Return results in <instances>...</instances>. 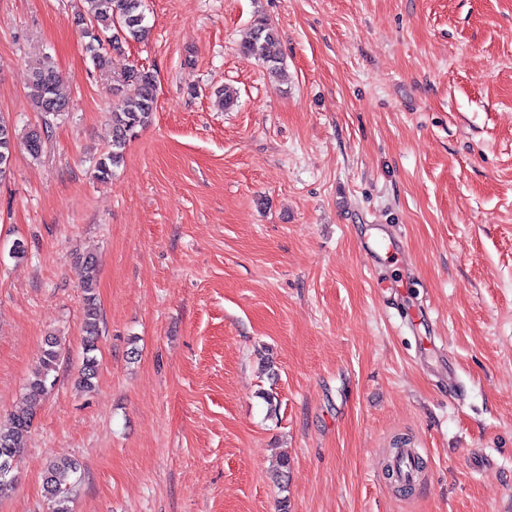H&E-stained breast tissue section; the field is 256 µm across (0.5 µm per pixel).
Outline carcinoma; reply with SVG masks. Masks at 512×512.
I'll list each match as a JSON object with an SVG mask.
<instances>
[{"label":"carcinoma","instance_id":"carcinoma-1","mask_svg":"<svg viewBox=\"0 0 512 512\" xmlns=\"http://www.w3.org/2000/svg\"><path fill=\"white\" fill-rule=\"evenodd\" d=\"M88 16L75 17L77 25L83 27L89 41L86 53L94 65L100 69L107 64L102 35L114 27H119L125 38L141 39L146 31L143 0H88ZM244 52L257 53L269 73H277L283 61L278 32L267 20H255L251 40L241 46ZM127 78L139 85L138 96L117 103L112 109V140L107 152L96 163L95 174L99 179L112 177L114 168L123 160L127 143L136 136L138 129L146 127L156 108L155 76L145 70L132 68ZM30 95L38 111L45 115H55L65 111L66 101L60 96L55 73L50 59L37 63L31 73ZM14 129L10 121L0 115V178L7 175L10 168ZM78 263L85 270L82 288L84 292L83 330L85 333L82 366L79 370V385L90 389L98 372L97 340L100 328V313L95 297L93 271L97 259L92 255L78 257ZM61 356L60 341L56 336L46 339L39 364L24 387L23 398L26 409L14 415L10 426L0 428V470L9 468V483L0 486V498L6 497L17 482L18 463L25 452L27 439L34 425L36 411L54 385L51 380L56 372ZM79 464L76 460L63 456L46 468L44 491L50 505V512H73L72 488L61 487V477L67 473L76 474Z\"/></svg>","mask_w":512,"mask_h":512}]
</instances>
